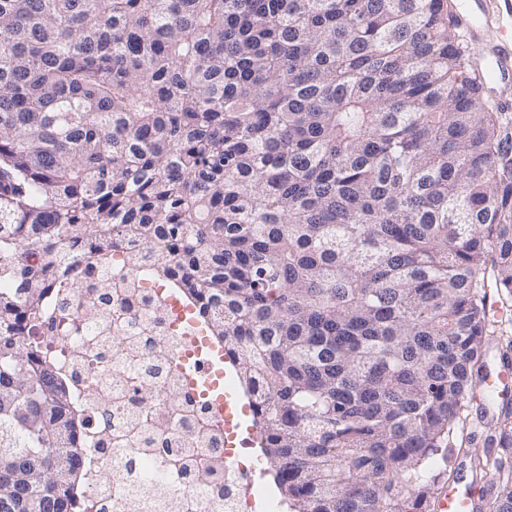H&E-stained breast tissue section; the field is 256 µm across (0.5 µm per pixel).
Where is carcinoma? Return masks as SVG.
Masks as SVG:
<instances>
[{
	"label": "carcinoma",
	"instance_id": "1",
	"mask_svg": "<svg viewBox=\"0 0 512 512\" xmlns=\"http://www.w3.org/2000/svg\"><path fill=\"white\" fill-rule=\"evenodd\" d=\"M126 240L224 345L289 512H435L458 457L512 512V121L448 0H0V512H71L37 337Z\"/></svg>",
	"mask_w": 512,
	"mask_h": 512
}]
</instances>
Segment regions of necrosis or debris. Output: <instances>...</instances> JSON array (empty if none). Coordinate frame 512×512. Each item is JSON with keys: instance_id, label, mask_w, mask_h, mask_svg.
Listing matches in <instances>:
<instances>
[{"instance_id": "1", "label": "necrosis or debris", "mask_w": 512, "mask_h": 512, "mask_svg": "<svg viewBox=\"0 0 512 512\" xmlns=\"http://www.w3.org/2000/svg\"><path fill=\"white\" fill-rule=\"evenodd\" d=\"M105 277L106 304L97 288ZM82 279L69 301L77 335L53 325L43 336L81 414L85 487L72 512H252L264 490L240 489L249 452L236 447L233 426H219L201 359L184 346L194 307L121 249L111 263L84 266ZM135 371L149 398L133 386Z\"/></svg>"}]
</instances>
